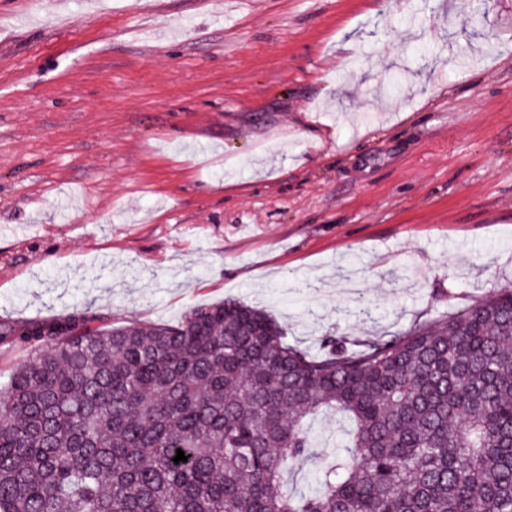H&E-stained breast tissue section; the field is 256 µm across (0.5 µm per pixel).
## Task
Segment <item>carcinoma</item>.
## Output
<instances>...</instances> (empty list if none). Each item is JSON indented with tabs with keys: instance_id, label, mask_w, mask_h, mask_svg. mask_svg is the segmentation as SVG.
<instances>
[{
	"instance_id": "carcinoma-1",
	"label": "carcinoma",
	"mask_w": 512,
	"mask_h": 512,
	"mask_svg": "<svg viewBox=\"0 0 512 512\" xmlns=\"http://www.w3.org/2000/svg\"><path fill=\"white\" fill-rule=\"evenodd\" d=\"M97 320H0L31 355L0 396V512H512V288L318 354L236 300ZM323 410L349 420L345 453L285 495Z\"/></svg>"
}]
</instances>
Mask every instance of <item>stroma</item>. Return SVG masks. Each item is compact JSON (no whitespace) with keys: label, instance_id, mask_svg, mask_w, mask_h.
Segmentation results:
<instances>
[{"label":"stroma","instance_id":"stroma-1","mask_svg":"<svg viewBox=\"0 0 512 512\" xmlns=\"http://www.w3.org/2000/svg\"><path fill=\"white\" fill-rule=\"evenodd\" d=\"M510 285L512 0H0V319L237 299L317 354Z\"/></svg>","mask_w":512,"mask_h":512}]
</instances>
